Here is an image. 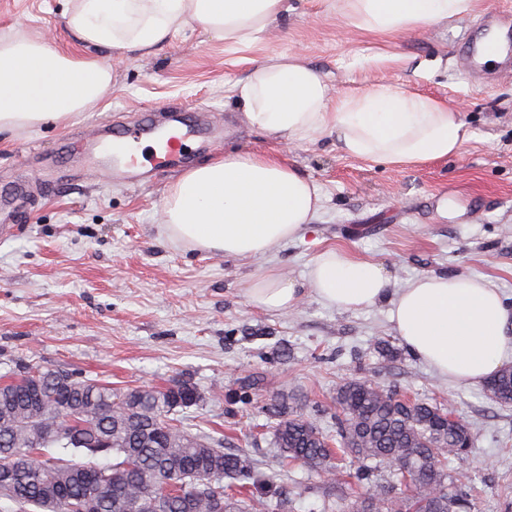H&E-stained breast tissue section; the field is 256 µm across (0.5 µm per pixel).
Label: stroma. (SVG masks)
Listing matches in <instances>:
<instances>
[{
    "instance_id": "35a3bbf8",
    "label": "stroma",
    "mask_w": 512,
    "mask_h": 512,
    "mask_svg": "<svg viewBox=\"0 0 512 512\" xmlns=\"http://www.w3.org/2000/svg\"><path fill=\"white\" fill-rule=\"evenodd\" d=\"M274 31L247 46L225 45L204 28L180 31L151 53L113 61L112 86L95 107L36 132L0 134V187L26 180L25 211L7 216L0 241V381L21 365L63 368L116 388L192 383L207 396L186 413L191 425L224 434L262 469L275 466L266 403L303 409L323 429L336 390L360 379L410 398L451 402L474 437L449 468L476 487L479 512H512V407L482 384L438 376L401 343L388 304L344 313L314 298L288 312L252 306L247 290L261 265L300 279L317 250L342 247L383 262L396 285L425 273L492 279L512 301V71L490 67L474 84L454 55L467 28L512 0H476L467 17L393 36L345 30L337 0H289ZM41 35L82 55L60 0H0V37ZM303 56L335 92L385 80L459 106L466 140L459 156L394 169L345 154L324 135L281 150L253 128L228 89L258 64ZM166 104L210 112L224 138L199 154L283 156L315 183L321 209L305 236L266 261L227 259L172 244L160 206L177 173L151 185L76 175L51 147L93 119L134 122ZM447 213H440V205ZM388 345L393 359L382 357ZM260 380L253 405L238 402L245 378ZM280 482L292 512H324L328 486L350 487L348 462L321 476L299 464Z\"/></svg>"
}]
</instances>
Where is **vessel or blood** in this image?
Returning a JSON list of instances; mask_svg holds the SVG:
<instances>
[{"instance_id":"b4317fda","label":"vessel or blood","mask_w":512,"mask_h":512,"mask_svg":"<svg viewBox=\"0 0 512 512\" xmlns=\"http://www.w3.org/2000/svg\"><path fill=\"white\" fill-rule=\"evenodd\" d=\"M456 54L471 71H484L489 59L512 70V18L492 14L470 27ZM203 115L174 106L142 114L129 125L93 126L90 136L55 142L56 155L76 159L83 174H109L116 180L140 185L163 174L190 166L198 150L209 145Z\"/></svg>"}]
</instances>
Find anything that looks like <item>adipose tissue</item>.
<instances>
[{"label":"adipose tissue","mask_w":512,"mask_h":512,"mask_svg":"<svg viewBox=\"0 0 512 512\" xmlns=\"http://www.w3.org/2000/svg\"><path fill=\"white\" fill-rule=\"evenodd\" d=\"M475 0H340L345 27L402 33L469 15ZM69 29L87 50L75 57L46 38L0 39V132H35L93 108L112 83L103 49L147 52L201 26L228 45H246L289 10L288 0H62ZM251 126L284 145L335 135L348 155L395 168L459 154L465 130L457 108L394 84L335 94L299 57L268 61L232 84ZM316 185L274 156L227 155L185 173L162 203V230L176 245L229 259H259L308 231L319 215ZM355 312L389 303L403 345L460 384L492 377L512 351V302L481 276L431 273L395 287L381 263L338 247L320 249L306 282L259 269L251 305L285 312L306 295Z\"/></svg>","instance_id":"adipose-tissue-1"}]
</instances>
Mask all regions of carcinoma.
Here are the masks:
<instances>
[{"instance_id":"cac0c4a2","label":"carcinoma","mask_w":512,"mask_h":512,"mask_svg":"<svg viewBox=\"0 0 512 512\" xmlns=\"http://www.w3.org/2000/svg\"><path fill=\"white\" fill-rule=\"evenodd\" d=\"M63 374L25 367L0 384V398L12 404L0 411V466L17 473L0 499L17 512H184L189 500L197 512H209L216 486L224 512L290 509L277 474L246 453L224 450L223 438L184 424L182 413L205 400L194 385L116 389L74 374L64 387ZM485 389L511 406L512 365ZM405 399L365 380L340 385L334 439L303 411L266 408L276 421L279 466L318 470L335 456L350 459L357 482L366 485L344 512H476L475 498L448 470L451 459L473 448L470 428L448 421L449 405ZM402 485L413 492H397Z\"/></svg>"}]
</instances>
